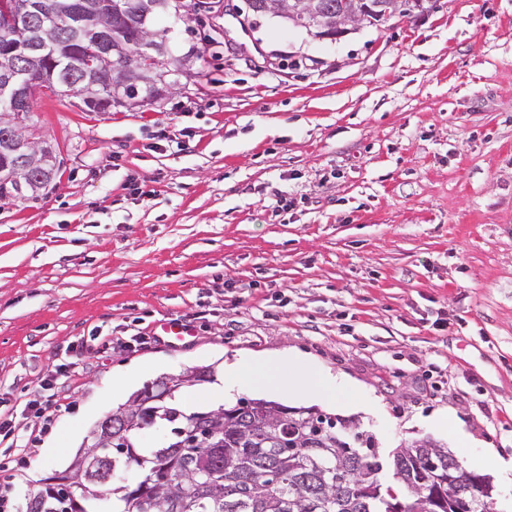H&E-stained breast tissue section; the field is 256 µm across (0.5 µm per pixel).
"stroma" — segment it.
<instances>
[{
	"instance_id": "stroma-1",
	"label": "stroma",
	"mask_w": 512,
	"mask_h": 512,
	"mask_svg": "<svg viewBox=\"0 0 512 512\" xmlns=\"http://www.w3.org/2000/svg\"><path fill=\"white\" fill-rule=\"evenodd\" d=\"M184 2L159 102L33 96L63 164L0 201V416L49 400L53 425L0 446V492L21 512L159 376L297 351L381 456L433 439L512 512V0L332 39Z\"/></svg>"
}]
</instances>
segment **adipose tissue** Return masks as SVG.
Here are the masks:
<instances>
[{"label":"adipose tissue","instance_id":"adipose-tissue-1","mask_svg":"<svg viewBox=\"0 0 512 512\" xmlns=\"http://www.w3.org/2000/svg\"><path fill=\"white\" fill-rule=\"evenodd\" d=\"M301 366L300 359L294 355L239 359L225 364L224 383L232 388L246 387L288 398L300 394L331 398V386L321 380L301 377Z\"/></svg>","mask_w":512,"mask_h":512}]
</instances>
